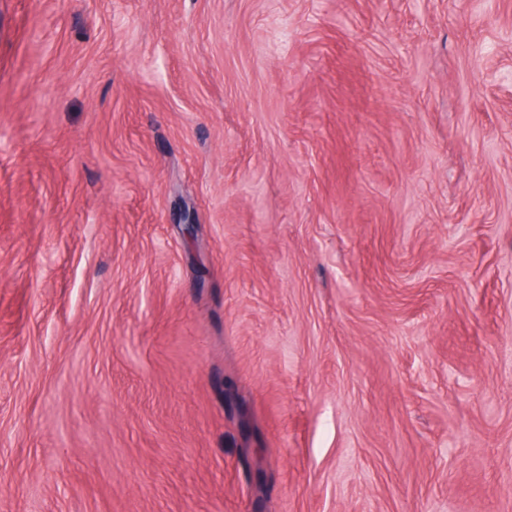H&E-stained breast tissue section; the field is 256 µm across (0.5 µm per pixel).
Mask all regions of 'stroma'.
Segmentation results:
<instances>
[{"instance_id": "35a3bbf8", "label": "stroma", "mask_w": 512, "mask_h": 512, "mask_svg": "<svg viewBox=\"0 0 512 512\" xmlns=\"http://www.w3.org/2000/svg\"><path fill=\"white\" fill-rule=\"evenodd\" d=\"M0 512H512V0H0Z\"/></svg>"}]
</instances>
